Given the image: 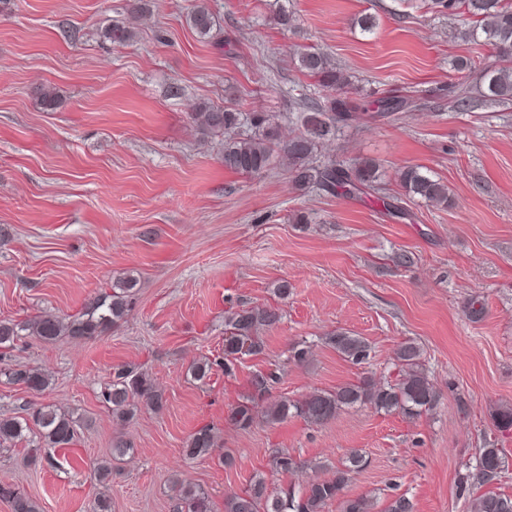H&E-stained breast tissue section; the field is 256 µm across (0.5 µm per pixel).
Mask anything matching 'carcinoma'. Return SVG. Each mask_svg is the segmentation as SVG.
Masks as SVG:
<instances>
[{
	"mask_svg": "<svg viewBox=\"0 0 512 512\" xmlns=\"http://www.w3.org/2000/svg\"><path fill=\"white\" fill-rule=\"evenodd\" d=\"M424 7L442 15L466 14L473 19L474 26L463 32L464 37L476 40L484 38L499 61L507 66L487 65L479 70L478 80L483 97L492 100L512 99V0H423ZM189 25L195 32L206 37L215 26L210 9L199 0L188 15ZM114 44L123 45L132 38L127 27L114 24L104 33ZM299 69L314 78L319 86L336 90L344 83L343 74L324 54L303 49L297 53ZM37 101L45 110H55L61 104V96L53 89L41 88ZM410 107L406 99L386 98L378 101L377 115L387 116ZM358 107L341 97H333L327 104L313 103L309 111L300 113L303 131L283 140L279 133L278 118L255 112L251 122L255 134L238 138L235 129L241 121V113L225 106L211 108L206 105L191 113L204 134L224 136L222 162L224 168L244 175H260L278 163L288 161V171L294 183L300 187L315 185L327 193L342 190L353 193L368 188L377 179L379 168L375 162L364 160L346 166L330 162L324 165L310 163L314 146L336 132V129L357 119ZM405 194L418 197L435 205L448 204V186L423 172L419 167L407 166L399 171ZM133 280L104 293L83 313L68 319L39 318L34 321H0V348L10 349L23 335L36 336L50 342L60 336L91 337L122 321L129 308ZM484 301L475 295L468 298L464 312L472 320L485 314ZM281 314L275 307H252L230 310L224 318L228 336L224 337V357L217 361L224 375H234L236 363L242 355H256L263 351L264 341L260 332L279 323ZM331 345L346 360L361 364L370 356L369 344L360 336L338 332L326 337ZM399 379L391 383L375 382L364 377L354 383L337 386L333 390L321 391L296 402L281 401L259 410L270 387L278 381L274 371L258 373L249 381V392L231 408L229 420L240 428L250 427L258 413L266 419L277 421L293 412L312 425H321L336 417L346 408L366 405L384 412H399L407 417L418 416L433 410L438 395L422 362L419 346L413 342L401 344L396 352ZM9 380L21 383L35 393L44 391L49 380L37 369H20L9 375ZM104 402L119 421L132 418L136 412V401L142 400L150 407L158 408L163 403L160 393L142 374L131 369L118 372L102 393ZM29 437L32 458L49 459L58 448L71 444L76 437L73 419L49 406L33 411L31 418L0 416V445ZM215 447V436L210 426L199 428L188 440L186 456L194 459L207 454ZM364 465L363 456L353 451L347 456L343 467L336 469L328 480H315L295 493L282 495L269 491L265 478L257 477L240 493L224 500V512H325V509L343 493L350 474ZM275 472L290 473L298 468L297 461L286 449H276L272 454ZM502 472L501 449L489 444L480 449L475 470L466 471L458 477L461 490L466 491L475 483L488 484L500 477ZM0 497L10 503L12 512H40L39 505L23 492L0 486ZM175 512H211L208 494L201 488L186 484L180 486ZM468 512H512V497L487 492L468 503Z\"/></svg>",
	"mask_w": 512,
	"mask_h": 512,
	"instance_id": "1",
	"label": "carcinoma"
}]
</instances>
